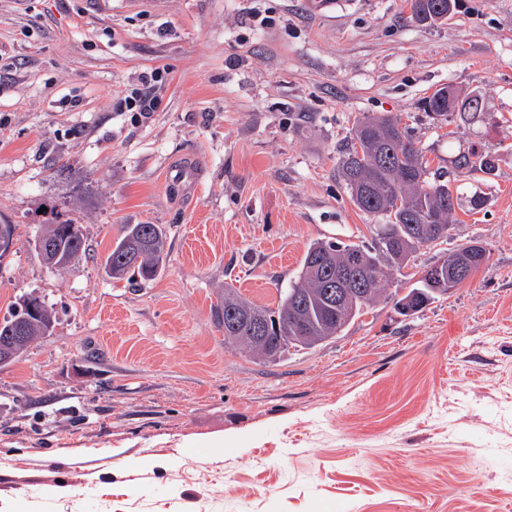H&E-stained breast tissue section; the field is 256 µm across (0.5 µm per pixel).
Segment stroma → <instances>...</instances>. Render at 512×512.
<instances>
[{"label":"stroma","mask_w":512,"mask_h":512,"mask_svg":"<svg viewBox=\"0 0 512 512\" xmlns=\"http://www.w3.org/2000/svg\"><path fill=\"white\" fill-rule=\"evenodd\" d=\"M155 68L140 123L118 103ZM442 86L477 117L430 118ZM365 113L400 118L461 200L396 284L470 240L487 261L412 317L383 303L252 361L213 307L228 283L276 307L311 241L371 238L338 176ZM473 148L492 173L452 171ZM188 161L194 196L166 180ZM0 219V320L32 291L56 316L0 368V512H512V0L433 27L407 0H0ZM66 219L92 255L58 273L28 240ZM125 224L164 225L157 279L104 274ZM448 87L444 86L441 88L435 89V91L430 95L423 99V107L426 112H428L430 115H432L433 119L440 121V122H448L450 117L455 116L456 114H459V116L462 119V116H464L467 112V114H476L478 112L477 109H469L467 106L468 97L461 99L458 107L456 110H453L452 112H437V110L434 108L435 105L438 103V101L442 98L443 93L445 90H447ZM471 112V113H470Z\"/></svg>","instance_id":"35a3bbf8"}]
</instances>
